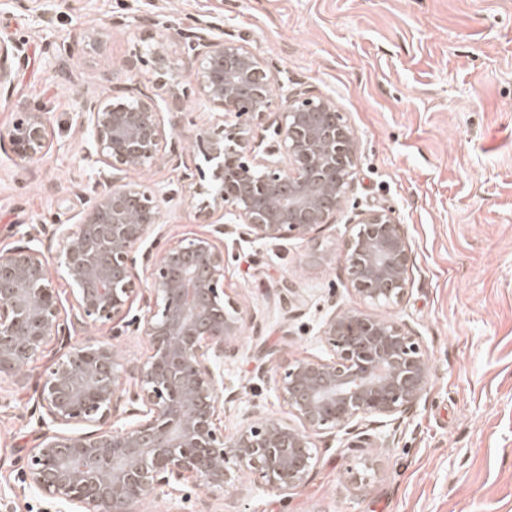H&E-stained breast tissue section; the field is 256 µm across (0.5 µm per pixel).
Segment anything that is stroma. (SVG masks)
<instances>
[{"label":"stroma","instance_id":"35a3bbf8","mask_svg":"<svg viewBox=\"0 0 512 512\" xmlns=\"http://www.w3.org/2000/svg\"><path fill=\"white\" fill-rule=\"evenodd\" d=\"M200 23L259 52L276 83L334 98L360 156L319 240L223 236L245 320L224 356L225 433L255 406L286 416L267 374L327 357L321 329L335 312L408 323L430 356L431 385L403 422L370 430L365 448L352 449L342 431L319 441L297 493L247 471L229 499L187 485L137 503L138 512H512V0H0V40L20 48L14 90L0 98V248L30 235L54 257L56 225L77 223L109 187V168L87 155L75 84L92 96L140 82L156 97L183 98L181 164L161 161L134 178L157 190L165 240L212 231L196 190L195 133L221 134L227 120L199 94L187 55L185 35ZM161 45L171 63L163 71ZM128 60L134 71L124 70ZM26 111L47 120L44 158L10 149L9 130ZM372 208L392 211L409 236L411 285L397 304L366 303L348 280L343 243ZM286 281L297 290L289 306ZM76 340L111 343L125 365L149 349L122 322ZM41 413L33 388L0 380V512H64L23 481ZM389 434L394 444L381 447Z\"/></svg>","mask_w":512,"mask_h":512}]
</instances>
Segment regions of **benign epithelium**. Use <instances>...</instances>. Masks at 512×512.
Listing matches in <instances>:
<instances>
[{
    "label": "benign epithelium",
    "mask_w": 512,
    "mask_h": 512,
    "mask_svg": "<svg viewBox=\"0 0 512 512\" xmlns=\"http://www.w3.org/2000/svg\"><path fill=\"white\" fill-rule=\"evenodd\" d=\"M188 53L200 92L223 116H266L274 135L269 140L238 123L222 136L199 129L215 181L205 205L213 232L156 252L148 244L159 234V201L128 174L177 154L176 125L166 115L181 111L182 102L173 95L161 105L129 87L127 100L105 96L82 112L96 161L112 177L79 223L55 229L71 296L63 300L53 287L37 239L0 248V378L25 387L27 367L54 350L37 381L45 431L24 475L69 512H136L134 505L154 493L172 495L187 484L227 499L236 489L232 460L280 493H294L316 466L310 449L317 438L400 422L429 388L427 351L406 323L333 313L322 329L331 356L296 358L275 371L296 423L255 409L224 434L220 364L244 318L226 282L218 235L233 224L247 239L318 240L354 185L358 142L329 97L294 89L278 103L265 59L250 47L200 27ZM18 57V47L0 42V96L12 93L8 60ZM9 142L21 159L44 157L50 141L43 115L23 113ZM358 223L344 244L353 290L370 303L396 304L410 286L404 225L385 209L362 212ZM136 298L145 308L141 333L149 353L125 369L132 382L123 387L111 345L69 339L121 317Z\"/></svg>",
    "instance_id": "obj_1"
}]
</instances>
